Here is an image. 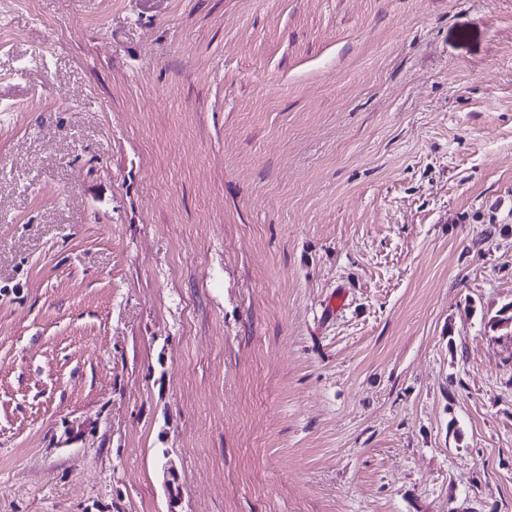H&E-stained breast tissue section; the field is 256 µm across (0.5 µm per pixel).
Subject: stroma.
I'll return each mask as SVG.
<instances>
[{
  "label": "stroma",
  "mask_w": 512,
  "mask_h": 512,
  "mask_svg": "<svg viewBox=\"0 0 512 512\" xmlns=\"http://www.w3.org/2000/svg\"><path fill=\"white\" fill-rule=\"evenodd\" d=\"M510 303L512 0H0V512H512Z\"/></svg>",
  "instance_id": "stroma-1"
}]
</instances>
